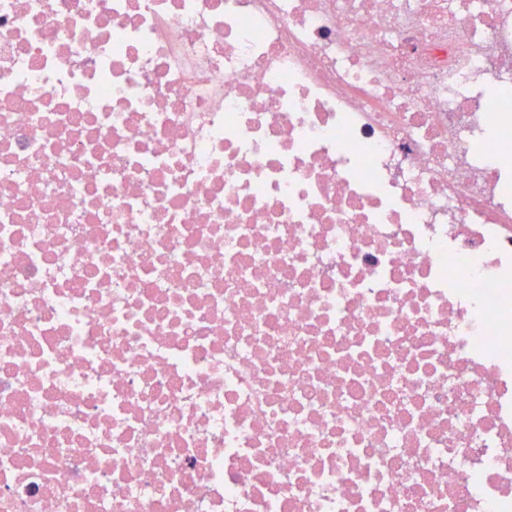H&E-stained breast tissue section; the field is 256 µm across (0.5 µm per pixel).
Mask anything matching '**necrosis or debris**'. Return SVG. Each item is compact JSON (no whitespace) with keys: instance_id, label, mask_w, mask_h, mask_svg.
<instances>
[{"instance_id":"necrosis-or-debris-1","label":"necrosis or debris","mask_w":512,"mask_h":512,"mask_svg":"<svg viewBox=\"0 0 512 512\" xmlns=\"http://www.w3.org/2000/svg\"><path fill=\"white\" fill-rule=\"evenodd\" d=\"M512 0H0V512H512Z\"/></svg>"}]
</instances>
